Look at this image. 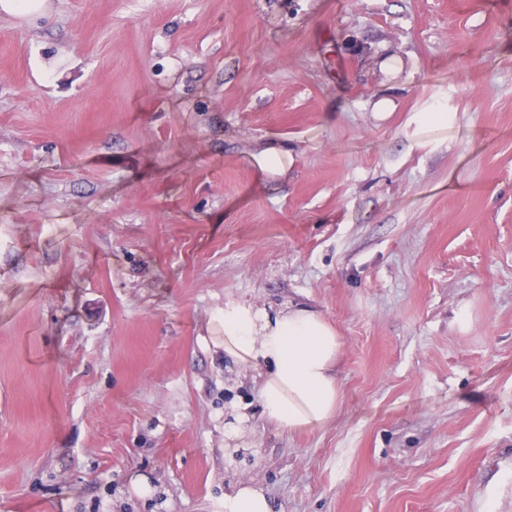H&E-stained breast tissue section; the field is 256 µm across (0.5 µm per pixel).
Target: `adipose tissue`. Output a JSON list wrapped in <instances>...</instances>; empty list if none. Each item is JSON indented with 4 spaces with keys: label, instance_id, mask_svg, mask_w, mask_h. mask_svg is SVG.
<instances>
[{
    "label": "adipose tissue",
    "instance_id": "adipose-tissue-1",
    "mask_svg": "<svg viewBox=\"0 0 512 512\" xmlns=\"http://www.w3.org/2000/svg\"><path fill=\"white\" fill-rule=\"evenodd\" d=\"M215 348L234 363L262 368L263 417L294 432L324 425L339 405L341 342L324 315L297 306L272 315L242 302L225 303L213 317Z\"/></svg>",
    "mask_w": 512,
    "mask_h": 512
}]
</instances>
